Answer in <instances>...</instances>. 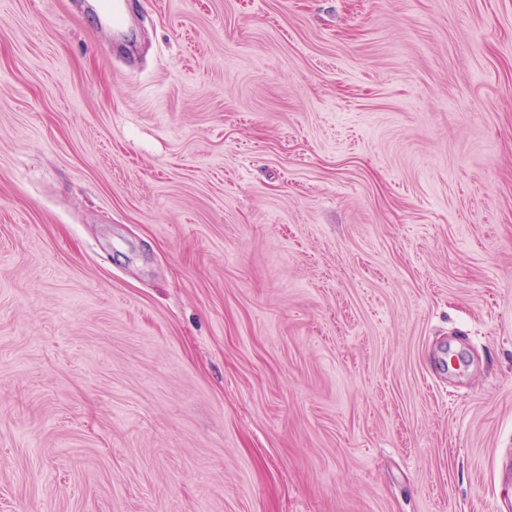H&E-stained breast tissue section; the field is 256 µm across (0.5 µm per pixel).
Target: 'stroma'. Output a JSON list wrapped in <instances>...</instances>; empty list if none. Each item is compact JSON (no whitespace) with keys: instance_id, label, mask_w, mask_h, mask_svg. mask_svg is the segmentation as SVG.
<instances>
[{"instance_id":"35a3bbf8","label":"stroma","mask_w":512,"mask_h":512,"mask_svg":"<svg viewBox=\"0 0 512 512\" xmlns=\"http://www.w3.org/2000/svg\"><path fill=\"white\" fill-rule=\"evenodd\" d=\"M0 0V512H512V0Z\"/></svg>"}]
</instances>
